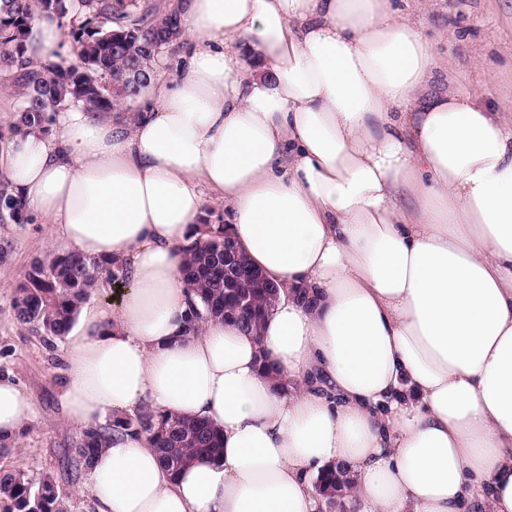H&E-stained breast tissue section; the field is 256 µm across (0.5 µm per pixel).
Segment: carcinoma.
I'll list each match as a JSON object with an SVG mask.
<instances>
[{"label": "carcinoma", "instance_id": "obj_1", "mask_svg": "<svg viewBox=\"0 0 512 512\" xmlns=\"http://www.w3.org/2000/svg\"><path fill=\"white\" fill-rule=\"evenodd\" d=\"M37 18L60 24L73 45V58L37 63L25 57L27 31ZM179 30L178 10L142 11L140 0H0V71L12 74L18 87L15 124L47 132L62 107L102 114L137 101ZM5 219L23 224L26 209L0 173V221ZM224 228L198 225L199 238L178 248L179 272L207 314L256 331L275 305L276 290L265 285L242 253L235 268L224 269ZM102 277L124 282L126 267L73 251L54 252L33 262L17 284L15 316L45 336L59 338ZM129 431L149 433L151 446L173 472L195 456H217L223 450L220 433L208 422L144 410L85 431L74 448L76 458L89 466L108 439ZM314 488L327 506L342 512L351 478L344 466L334 465L316 479ZM0 512L67 510L52 475L33 479L22 471L0 469Z\"/></svg>", "mask_w": 512, "mask_h": 512}]
</instances>
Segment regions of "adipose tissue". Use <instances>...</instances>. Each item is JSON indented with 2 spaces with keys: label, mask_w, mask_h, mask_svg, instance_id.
Instances as JSON below:
<instances>
[{
  "label": "adipose tissue",
  "mask_w": 512,
  "mask_h": 512,
  "mask_svg": "<svg viewBox=\"0 0 512 512\" xmlns=\"http://www.w3.org/2000/svg\"><path fill=\"white\" fill-rule=\"evenodd\" d=\"M188 49L135 120L73 107L8 128L6 176L52 244L126 263L81 304L64 417L148 408L212 423L218 457L164 466L117 435L96 512H321L346 465L351 512H512V107L433 92L440 62L395 0H181ZM27 55L68 57L58 22ZM222 202L280 287L257 332L185 334L177 246ZM33 416L0 379V443ZM318 495L324 498L330 508L327 512H338L346 509V501L352 490L351 478L343 465H334L316 479L314 485Z\"/></svg>",
  "instance_id": "ef3b65f1"
}]
</instances>
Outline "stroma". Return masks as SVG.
Returning <instances> with one entry per match:
<instances>
[{"label":"stroma","mask_w":512,"mask_h":512,"mask_svg":"<svg viewBox=\"0 0 512 512\" xmlns=\"http://www.w3.org/2000/svg\"><path fill=\"white\" fill-rule=\"evenodd\" d=\"M435 43L448 64L447 77L436 87L477 92L483 106L495 109L512 103V0H398ZM455 30L456 39L446 37ZM0 376L16 381L33 403V419L23 434L19 452L0 465L33 477L51 474L68 504V512H94L79 493L86 470L74 469L71 458L80 435L62 415L67 376L66 338L47 339L19 322L12 307L17 283L31 263L46 257V229L31 220L0 227Z\"/></svg>","instance_id":"stroma-1"}]
</instances>
